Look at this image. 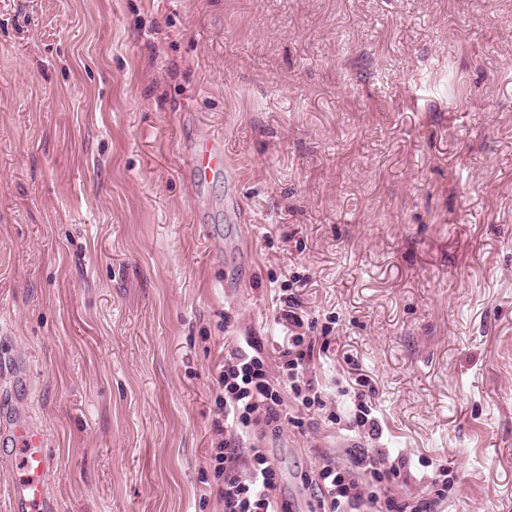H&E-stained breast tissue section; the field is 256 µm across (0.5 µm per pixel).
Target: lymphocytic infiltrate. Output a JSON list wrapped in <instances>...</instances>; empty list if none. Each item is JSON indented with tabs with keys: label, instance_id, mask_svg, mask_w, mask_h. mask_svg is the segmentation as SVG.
Segmentation results:
<instances>
[{
	"label": "lymphocytic infiltrate",
	"instance_id": "obj_1",
	"mask_svg": "<svg viewBox=\"0 0 512 512\" xmlns=\"http://www.w3.org/2000/svg\"><path fill=\"white\" fill-rule=\"evenodd\" d=\"M309 349H295L284 365L294 401L303 413L319 409L322 400L307 376ZM272 362L257 339H236L216 378L219 416L224 419V441L211 459L213 478L224 499V512H288L278 494L274 464L261 450H254L249 472L239 475L240 448L257 433H280L283 424L302 427L301 417L289 416L278 382L270 377ZM409 463L385 450L355 456L351 465L329 461L310 477L315 490L313 512H433L448 497L447 488L434 498L409 500L395 497L390 485L408 476Z\"/></svg>",
	"mask_w": 512,
	"mask_h": 512
}]
</instances>
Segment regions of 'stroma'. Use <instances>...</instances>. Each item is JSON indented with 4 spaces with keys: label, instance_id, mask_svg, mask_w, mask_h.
<instances>
[{
    "label": "stroma",
    "instance_id": "stroma-1",
    "mask_svg": "<svg viewBox=\"0 0 512 512\" xmlns=\"http://www.w3.org/2000/svg\"><path fill=\"white\" fill-rule=\"evenodd\" d=\"M292 312L342 421L260 440L289 512L373 447L512 512V0H0V409L58 512H224V343ZM191 168L197 181H206L224 172V150L211 138L198 141L191 155ZM373 392H375L374 388L369 387V394L363 395V399L360 400L354 413L352 427L354 430L357 429L359 433H367L369 438L376 440L382 436V426L375 414V408L370 399Z\"/></svg>",
    "mask_w": 512,
    "mask_h": 512
}]
</instances>
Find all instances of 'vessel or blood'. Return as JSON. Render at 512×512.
I'll use <instances>...</instances> for the list:
<instances>
[{
	"instance_id": "vessel-or-blood-1",
	"label": "vessel or blood",
	"mask_w": 512,
	"mask_h": 512,
	"mask_svg": "<svg viewBox=\"0 0 512 512\" xmlns=\"http://www.w3.org/2000/svg\"><path fill=\"white\" fill-rule=\"evenodd\" d=\"M196 180L205 181L224 170V151L213 139L198 141L191 155ZM0 438L11 441L17 453L16 474L11 481V512H58L49 483L53 458L44 448L37 427L11 417L0 420Z\"/></svg>"
}]
</instances>
